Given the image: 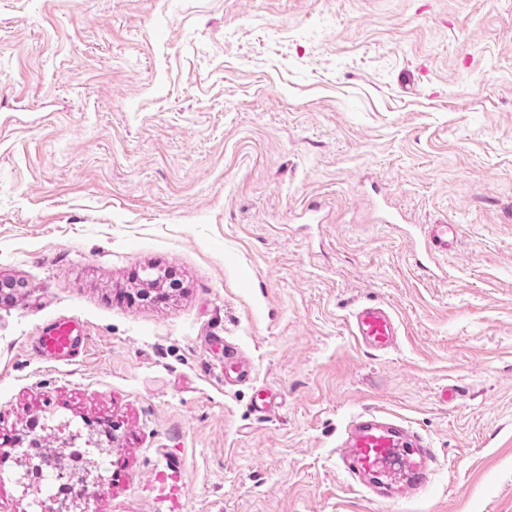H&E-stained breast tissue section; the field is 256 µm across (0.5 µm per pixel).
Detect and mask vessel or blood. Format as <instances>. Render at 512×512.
<instances>
[{"label":"vessel or blood","mask_w":512,"mask_h":512,"mask_svg":"<svg viewBox=\"0 0 512 512\" xmlns=\"http://www.w3.org/2000/svg\"><path fill=\"white\" fill-rule=\"evenodd\" d=\"M398 331L396 317L382 304H364L352 314L353 336L364 348L386 351L395 344ZM88 339L79 317H59L43 327L37 352L47 363L73 362L81 356ZM436 460L428 439L402 418L372 408L349 421L336 449V463L351 487L371 499L376 498L378 488H390L394 502L423 491Z\"/></svg>","instance_id":"b4317fda"}]
</instances>
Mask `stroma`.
Listing matches in <instances>:
<instances>
[{
    "instance_id": "35a3bbf8",
    "label": "stroma",
    "mask_w": 512,
    "mask_h": 512,
    "mask_svg": "<svg viewBox=\"0 0 512 512\" xmlns=\"http://www.w3.org/2000/svg\"><path fill=\"white\" fill-rule=\"evenodd\" d=\"M1 280L0 512L50 505L27 436L74 512H168L173 466L180 512H512V0H0ZM68 315L89 350L41 361ZM371 407L433 444L422 497L348 488ZM456 227L453 224H433L426 237L425 244L430 253H437L442 249H448V234H454ZM426 248V251H427ZM398 331L396 317L382 304H364L352 314L353 336L364 348L384 352L395 344Z\"/></svg>"
}]
</instances>
